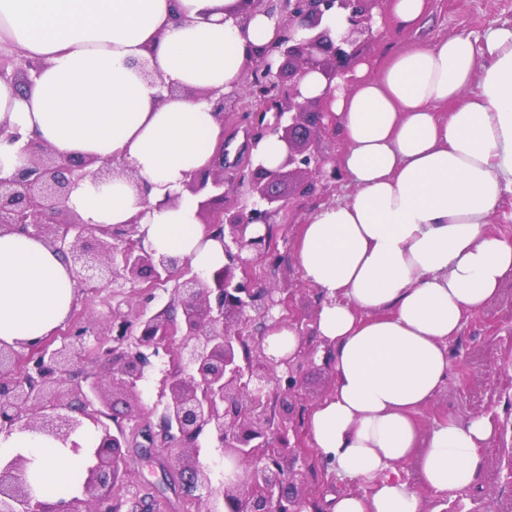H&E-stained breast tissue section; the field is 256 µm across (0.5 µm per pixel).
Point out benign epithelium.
<instances>
[{"instance_id": "1", "label": "benign epithelium", "mask_w": 512, "mask_h": 512, "mask_svg": "<svg viewBox=\"0 0 512 512\" xmlns=\"http://www.w3.org/2000/svg\"><path fill=\"white\" fill-rule=\"evenodd\" d=\"M384 0H284L280 38L252 63L254 80L243 86L254 108L249 113L255 140L271 133L285 145L276 169L258 163L247 175L250 203L231 212L224 209V142H219L209 168L190 175L185 190L196 199L197 216L207 232L224 240V266L207 275L192 271L190 262L177 255H156L145 248L138 219L126 224L93 228L65 206L78 182H103L112 177V162L97 164L90 157L60 156L39 142L26 145L28 163L9 176H0V229L8 227L35 237L61 253L77 292L111 284L148 283L154 288L176 281L175 299L181 317L167 311L149 314L138 309L131 316L115 314L107 329L112 347V386L134 395L144 377L147 356L180 337L173 353L174 372L166 380L161 437L178 438L199 457V438L217 444L231 474L217 490L233 512H297L305 499L311 468L305 459L290 456L289 435L297 424L288 414H270V402L288 406L293 386H276L277 369L288 368L294 358L278 362L268 357L263 340L246 334L257 292L247 270L253 257L263 256L270 239L253 231L256 225L276 223L289 203L273 191V182L286 166L300 177L299 195L313 198L342 181L336 161L322 150L328 134V110L319 99L306 98L301 83L310 72L331 82L357 61V44L373 36L375 16L385 12ZM336 11L346 22L344 32L331 38L317 30L323 16ZM304 27L315 34L298 39ZM40 64L28 61L0 63V79L30 83V72ZM240 91H213V111L224 118V103ZM242 277H237V273ZM76 340L57 348L41 340L34 345L0 344V432L24 428L67 444L87 418L112 420L115 429L102 425L88 467L82 496L50 504L37 499L26 479L27 460L18 457L0 468V512H98L112 486L122 481L127 437L123 414L106 396L105 385L93 379L78 389L80 416L62 413L63 404L53 388L83 350L87 329L73 332ZM209 483L197 466L187 468L186 494Z\"/></svg>"}]
</instances>
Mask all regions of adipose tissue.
<instances>
[{
  "instance_id": "ef3b65f1",
  "label": "adipose tissue",
  "mask_w": 512,
  "mask_h": 512,
  "mask_svg": "<svg viewBox=\"0 0 512 512\" xmlns=\"http://www.w3.org/2000/svg\"><path fill=\"white\" fill-rule=\"evenodd\" d=\"M279 35L259 0H0V57L43 63L31 87L0 79V173L27 164L33 139L112 160L123 172L79 182L68 208L92 226L138 220L145 247L220 268L224 247L184 190L224 135L205 94L237 87L249 55ZM335 85L352 191L314 211L296 244L335 374L307 428L328 472L367 489L329 497L331 512H420L399 465L414 462L433 496L457 497L479 484L494 432L478 416L425 433L415 414L448 381L449 339L512 272V239L488 229L512 189V28L491 30L480 53L466 35L418 43ZM75 298L59 252L0 231V341L48 336ZM73 440L0 433V464L28 459L37 497L54 503L92 462L93 429Z\"/></svg>"
}]
</instances>
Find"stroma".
I'll return each mask as SVG.
<instances>
[{
	"mask_svg": "<svg viewBox=\"0 0 512 512\" xmlns=\"http://www.w3.org/2000/svg\"><path fill=\"white\" fill-rule=\"evenodd\" d=\"M427 24L421 30L386 29L380 35L360 41L359 61L380 65L386 53L399 51L422 41H437L456 34H466L484 41L490 29L512 26V0H426ZM253 105L250 97L237 99L234 107L224 111V142L235 152L224 170L233 188L224 197V206L237 210L244 203L235 184L247 172L253 160V139L246 131L244 115ZM299 177L283 169L277 189L294 206L286 219L269 225L271 254L255 258L249 270L252 286L263 291L275 289L283 303L274 316L286 317L298 324L303 336L305 358L293 367L297 401L289 411L298 426L297 438L290 446L297 455L306 457L314 470L308 493L310 503L323 505L324 495L335 479L327 472L307 431L306 419L319 401L334 389L335 375L329 359L319 357L322 342L316 333V321L322 304L319 291L307 284L296 264L295 245L310 213L323 204L334 202L350 193L347 182H340L317 198L296 196ZM171 287L101 288L78 298L76 322L88 326L83 338L85 349L68 368L62 385L61 403L71 402L86 380L105 375L103 352L110 342L106 325L113 314H129L141 306L152 311L165 310L171 300ZM452 360L447 385L437 397L419 409L416 419L422 429L452 417L466 421L476 416L489 417L494 434L482 446L483 475L479 485L468 494L441 501L425 489H418L421 512H486L487 506L512 503V272L507 273L500 293L483 312L470 315L458 336L450 340ZM171 354L160 351L152 357L137 395L114 390L113 398L125 411L124 427L129 439L125 450L127 475L114 490L112 502L121 503L120 512H130L133 502L153 500L155 512H206L210 504L205 491L186 496L177 482L181 469L199 460L212 488L224 480V457L220 449L203 443L198 458H191L179 443L157 449L155 457L141 451L144 430L158 431L163 412L160 399L162 380L170 368Z\"/></svg>",
	"mask_w": 512,
	"mask_h": 512,
	"instance_id": "obj_1",
	"label": "stroma"
}]
</instances>
